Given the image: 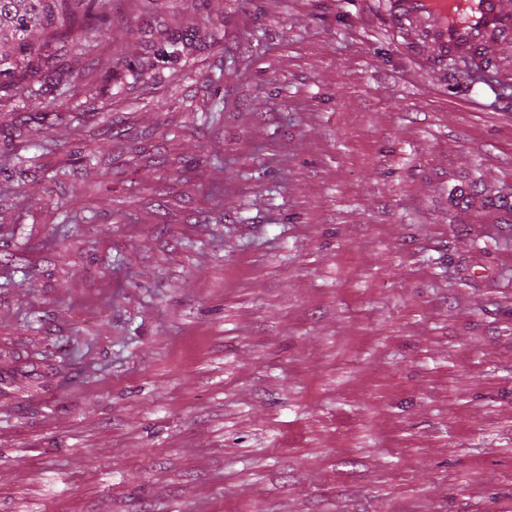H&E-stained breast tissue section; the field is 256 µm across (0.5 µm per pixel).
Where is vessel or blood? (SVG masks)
I'll return each mask as SVG.
<instances>
[{
  "label": "vessel or blood",
  "mask_w": 512,
  "mask_h": 512,
  "mask_svg": "<svg viewBox=\"0 0 512 512\" xmlns=\"http://www.w3.org/2000/svg\"><path fill=\"white\" fill-rule=\"evenodd\" d=\"M387 11L422 32L433 60L452 58L474 69L512 35V10L502 0H387Z\"/></svg>",
  "instance_id": "1"
}]
</instances>
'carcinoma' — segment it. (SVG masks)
Listing matches in <instances>:
<instances>
[{
  "instance_id": "cac0c4a2",
  "label": "carcinoma",
  "mask_w": 512,
  "mask_h": 512,
  "mask_svg": "<svg viewBox=\"0 0 512 512\" xmlns=\"http://www.w3.org/2000/svg\"><path fill=\"white\" fill-rule=\"evenodd\" d=\"M103 6L102 0H0V76L18 75L16 82L0 81V93L20 98L36 94L37 72L31 62L52 41L72 34L78 24L95 26L101 39L111 36L112 22ZM188 46L189 42L166 33L153 56L125 63L126 71L137 79L160 62L180 60Z\"/></svg>"
}]
</instances>
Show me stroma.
Masks as SVG:
<instances>
[{
  "label": "stroma",
  "mask_w": 512,
  "mask_h": 512,
  "mask_svg": "<svg viewBox=\"0 0 512 512\" xmlns=\"http://www.w3.org/2000/svg\"><path fill=\"white\" fill-rule=\"evenodd\" d=\"M111 7L0 102V512H512V83L367 0ZM190 43L181 38H176L168 33L161 37L159 49L153 53V57L142 58L137 63L125 61L126 71L135 80L147 71H152L157 63L174 62L185 56Z\"/></svg>",
  "instance_id": "stroma-1"
}]
</instances>
